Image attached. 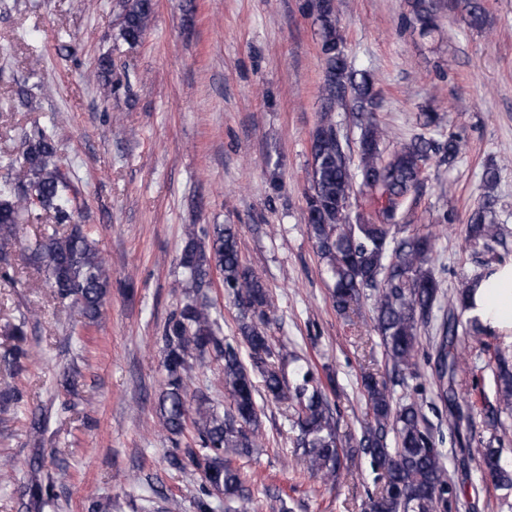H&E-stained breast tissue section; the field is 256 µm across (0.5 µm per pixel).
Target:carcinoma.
Listing matches in <instances>:
<instances>
[{"mask_svg":"<svg viewBox=\"0 0 512 512\" xmlns=\"http://www.w3.org/2000/svg\"><path fill=\"white\" fill-rule=\"evenodd\" d=\"M465 24L483 28L487 9L483 0H450ZM119 36L133 46L149 29L155 0H119ZM306 12L318 24L323 77L320 84V118L310 139L311 176L305 193V221L317 253L327 261L333 280L332 302L339 312L371 291L375 310L374 330L381 337L385 355L393 369L411 378L419 372L415 361L418 331L430 323L432 312L444 295L443 281L433 267L435 242L430 234L410 232L403 224L416 203L432 159L453 166L461 153L462 139L448 133L436 140L430 133L441 126L434 111L420 113V132L405 143L386 150L391 132L376 118L378 92L373 74L356 69L348 61L345 36L336 15L335 0H306ZM442 0H413V24L423 36L437 29ZM350 110L357 129V164H352L348 139L341 134L337 110ZM10 164L21 176L0 188V264L9 265L7 249L18 242L24 216L52 218L65 231L46 233L28 246L29 260L42 270L54 294L75 307L88 327L98 323L109 288V276L94 239L67 207L71 184L58 163L56 132L41 129L26 139ZM498 169L484 171L486 192L469 215L466 241L476 251L502 262L496 246L503 240V227L496 223L497 199L493 194ZM368 198L369 208L351 210L354 188ZM185 287L193 296L174 311L163 328L164 381L156 415L161 429L178 445L180 453L168 456L171 466H189L200 472L196 512H214L211 496L224 495V512H251L252 490L232 459H249L263 437L261 409L257 403L259 374L266 396L290 411L296 432L294 445L302 450L309 473L333 480L343 462L358 450L370 456L380 486L368 495V512H445L451 486L442 453L436 446L421 407L414 401L401 403L394 390L371 376L363 379L370 420L358 447L344 442L338 432L334 408L320 379L298 367L288 381L280 365L288 356L285 346H276L268 328L278 321L269 289L244 261L233 224L210 229L192 224L179 258ZM223 275L225 292L239 311L240 339L220 336L212 305L197 297L212 270ZM465 292L448 298L437 331L436 375L439 394L448 406V426L463 437L470 416L453 388L461 363L454 353L459 334L481 336L484 328L463 320ZM28 317L12 324L14 344L0 356L12 375L26 370L30 361L26 341ZM249 362H244L241 348ZM214 353L223 361L224 395L228 406L220 411L201 398L191 404L188 393L190 362ZM496 406L488 412L497 424L501 415H512V363L496 355ZM0 406L25 410V392L17 385L0 389ZM485 476L500 488H512V473L499 465V449L481 450ZM28 512H44L55 498L51 473L27 490Z\"/></svg>","mask_w":512,"mask_h":512,"instance_id":"carcinoma-1","label":"carcinoma"}]
</instances>
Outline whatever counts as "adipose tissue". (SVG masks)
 I'll return each mask as SVG.
<instances>
[{
  "mask_svg": "<svg viewBox=\"0 0 512 512\" xmlns=\"http://www.w3.org/2000/svg\"><path fill=\"white\" fill-rule=\"evenodd\" d=\"M466 314L487 334L512 335V261L496 264L474 279L466 290Z\"/></svg>",
  "mask_w": 512,
  "mask_h": 512,
  "instance_id": "ef3b65f1",
  "label": "adipose tissue"
}]
</instances>
